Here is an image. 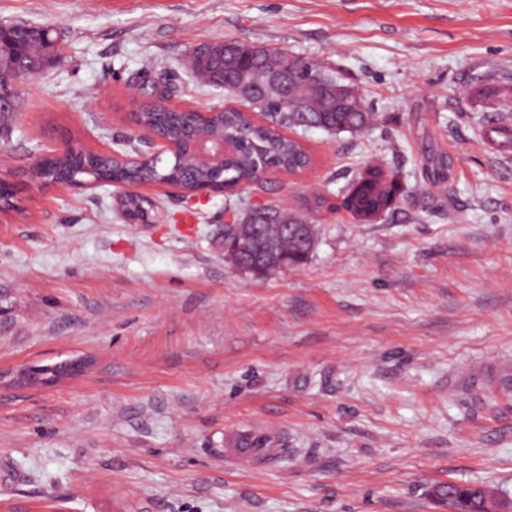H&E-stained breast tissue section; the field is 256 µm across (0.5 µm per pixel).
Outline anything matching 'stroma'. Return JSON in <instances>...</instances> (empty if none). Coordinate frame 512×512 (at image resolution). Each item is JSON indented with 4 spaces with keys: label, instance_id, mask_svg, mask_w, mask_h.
Wrapping results in <instances>:
<instances>
[{
    "label": "stroma",
    "instance_id": "stroma-1",
    "mask_svg": "<svg viewBox=\"0 0 512 512\" xmlns=\"http://www.w3.org/2000/svg\"><path fill=\"white\" fill-rule=\"evenodd\" d=\"M57 38L0 135V181L72 144L143 148L130 114L166 85L184 109L231 104L186 65L202 41L322 66L375 112L363 134L303 133L311 164L261 187L140 192L29 184L0 210V506L35 512H437L439 481L512 497V157L483 137L512 122V0H0V25ZM448 178L426 184L428 151ZM404 194L368 224L338 204L367 163ZM312 215L299 268L255 278L224 260L249 205ZM85 357L34 389L17 371ZM261 427L272 457L224 459Z\"/></svg>",
    "mask_w": 512,
    "mask_h": 512
}]
</instances>
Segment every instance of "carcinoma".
I'll return each mask as SVG.
<instances>
[{
  "label": "carcinoma",
  "instance_id": "cac0c4a2",
  "mask_svg": "<svg viewBox=\"0 0 512 512\" xmlns=\"http://www.w3.org/2000/svg\"><path fill=\"white\" fill-rule=\"evenodd\" d=\"M55 50V38L47 29L24 24L1 26L0 97L21 103V92L15 85L16 68L20 64L29 63L39 72L50 64ZM278 56L291 64L292 94L308 102L310 118L318 122L323 130L357 133L374 124L376 114L363 102L355 110L340 103L333 107L325 103L321 88L311 81L312 76L324 74L320 66L282 50L278 51ZM189 64L199 81L231 94L236 76L243 70L264 68L267 58L229 57L222 53L194 49ZM249 105L252 111L264 117V123H257L247 114L232 108L223 110V118L206 123L198 122L189 109H170L161 101L147 102L140 109L139 124L143 130L150 133L164 132L184 144L192 132L199 136L222 133L237 140L238 151L224 162L221 171L193 168L175 157L157 167L135 168L120 161L104 163L95 153L85 151L78 160L64 164L47 160L39 176L46 180L70 182H162L178 185L192 194L218 181L227 185L247 183L258 186L262 184L263 173L268 169L294 172L306 169L311 159L305 144L281 133L283 129L295 131L299 128L296 114L287 111L286 103L279 96L260 85L252 90ZM427 160V181L432 185L443 182L448 171L446 156L434 153ZM400 195L401 186L396 175L380 164H368L348 184L341 204H330L324 196L315 193L304 199L302 208L308 213H318L325 208L340 207L353 220L365 224L393 208ZM148 207L149 202L137 195L126 197L123 203L126 217L134 222L144 217ZM247 216H254L262 223L263 239L269 252L261 260L268 264L285 259L289 267H298L307 262L316 247L319 233L315 224L310 225V235L306 242L284 232L286 224L293 223L298 217L308 221L302 214L280 206H258ZM444 486L455 498L459 512H481L477 485L448 481Z\"/></svg>",
  "mask_w": 512,
  "mask_h": 512
}]
</instances>
